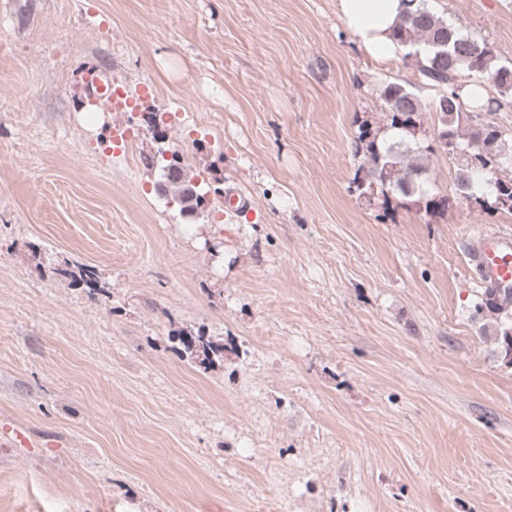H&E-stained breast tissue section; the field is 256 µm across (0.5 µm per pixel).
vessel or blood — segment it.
<instances>
[{
  "label": "vessel or blood",
  "instance_id": "vessel-or-blood-1",
  "mask_svg": "<svg viewBox=\"0 0 512 512\" xmlns=\"http://www.w3.org/2000/svg\"><path fill=\"white\" fill-rule=\"evenodd\" d=\"M91 96L102 100L108 111L120 112L125 101L117 95H108L113 87L112 78L103 72L86 76ZM478 284L501 306L512 305V232L484 233L469 244Z\"/></svg>",
  "mask_w": 512,
  "mask_h": 512
}]
</instances>
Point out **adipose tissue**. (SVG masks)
I'll return each instance as SVG.
<instances>
[{"label":"adipose tissue","instance_id":"obj_1","mask_svg":"<svg viewBox=\"0 0 512 512\" xmlns=\"http://www.w3.org/2000/svg\"><path fill=\"white\" fill-rule=\"evenodd\" d=\"M341 16L358 47L377 60L398 49L392 31L403 11L401 0H338Z\"/></svg>","mask_w":512,"mask_h":512}]
</instances>
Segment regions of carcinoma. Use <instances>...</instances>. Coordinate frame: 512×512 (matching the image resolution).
Returning <instances> with one entry per match:
<instances>
[{"label": "carcinoma", "mask_w": 512, "mask_h": 512, "mask_svg": "<svg viewBox=\"0 0 512 512\" xmlns=\"http://www.w3.org/2000/svg\"><path fill=\"white\" fill-rule=\"evenodd\" d=\"M404 11L394 31L397 43L412 47L423 82L435 88L432 109L439 116L440 131L445 142L440 149L448 160L457 161L456 185L459 192L473 196L474 176L492 174L512 162L505 153V139L499 127L484 119L512 99V66L501 63L486 41H478L458 33L447 19L428 8L426 0H402ZM491 83L498 97H485L473 92L463 101L461 90L470 82ZM379 97L383 100L386 126L373 125L368 120L359 126L355 153L362 163L355 178L358 191L373 186H391L406 203H415L425 212L436 215L445 211L448 199L431 195L424 188L428 168L424 153L431 146L422 145L419 117L422 103L413 87L405 82L388 81L382 84ZM166 150H158L167 180L174 187V198L181 211L190 214L205 208L207 199L198 192L194 178L184 168L164 160ZM489 198L481 205L512 212V177L490 180ZM67 274L85 287L97 290L95 270L88 265H76ZM183 352L202 365L224 357V344L199 333L179 335Z\"/></svg>", "instance_id": "obj_1"}]
</instances>
